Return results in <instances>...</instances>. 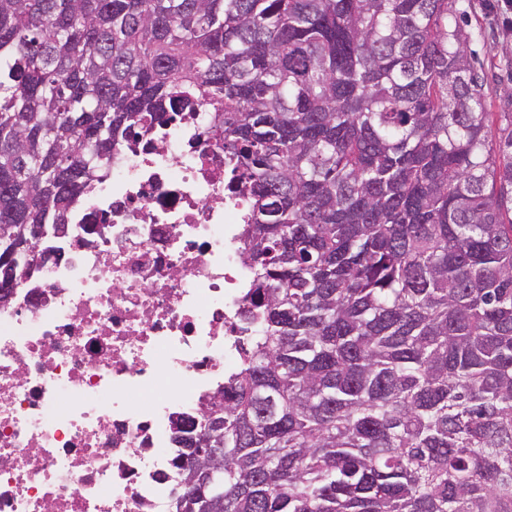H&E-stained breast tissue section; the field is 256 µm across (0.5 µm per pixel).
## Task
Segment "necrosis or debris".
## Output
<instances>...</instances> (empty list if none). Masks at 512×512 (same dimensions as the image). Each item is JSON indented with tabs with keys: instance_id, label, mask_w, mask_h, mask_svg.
<instances>
[{
	"instance_id": "4bbe7bcc",
	"label": "necrosis or debris",
	"mask_w": 512,
	"mask_h": 512,
	"mask_svg": "<svg viewBox=\"0 0 512 512\" xmlns=\"http://www.w3.org/2000/svg\"><path fill=\"white\" fill-rule=\"evenodd\" d=\"M209 114L119 147L0 306V512H159L180 420L238 366L246 201ZM163 396L139 406L155 384Z\"/></svg>"
}]
</instances>
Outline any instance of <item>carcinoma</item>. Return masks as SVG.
I'll list each match as a JSON object with an SVG mask.
<instances>
[{
    "mask_svg": "<svg viewBox=\"0 0 512 512\" xmlns=\"http://www.w3.org/2000/svg\"><path fill=\"white\" fill-rule=\"evenodd\" d=\"M456 0H0V277L203 103L256 335L168 512H512V112Z\"/></svg>",
    "mask_w": 512,
    "mask_h": 512,
    "instance_id": "1",
    "label": "carcinoma"
}]
</instances>
